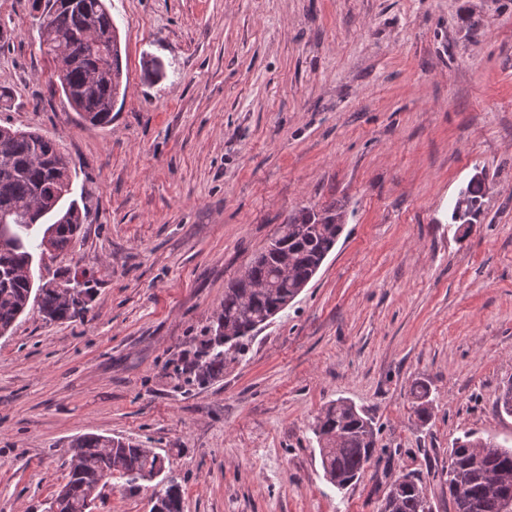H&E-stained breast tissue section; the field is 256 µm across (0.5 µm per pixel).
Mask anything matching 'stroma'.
<instances>
[{
  "label": "stroma",
  "mask_w": 512,
  "mask_h": 512,
  "mask_svg": "<svg viewBox=\"0 0 512 512\" xmlns=\"http://www.w3.org/2000/svg\"><path fill=\"white\" fill-rule=\"evenodd\" d=\"M106 4L128 88L99 127L51 92L33 0H0V125L53 139L91 210L43 275L92 288L82 315L32 306L0 337V512H46L88 433L170 454L183 512H378L409 471L453 512L434 475L454 440L512 446L494 404L512 379V0ZM478 172L464 234L451 213ZM330 204L343 232L308 287L209 386L180 387L170 360L225 284ZM339 398L381 448L342 490L310 430ZM152 493L116 478L94 512H150ZM411 394L416 399L415 413L418 419L425 423L432 416L433 400L430 399V390L427 384L417 381L413 384Z\"/></svg>",
  "instance_id": "35a3bbf8"
}]
</instances>
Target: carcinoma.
Masks as SVG:
<instances>
[{
	"instance_id": "cac0c4a2",
	"label": "carcinoma",
	"mask_w": 512,
	"mask_h": 512,
	"mask_svg": "<svg viewBox=\"0 0 512 512\" xmlns=\"http://www.w3.org/2000/svg\"><path fill=\"white\" fill-rule=\"evenodd\" d=\"M41 18L40 51L53 63L48 82L86 122L110 124L123 72L119 31L105 0H44ZM72 185L70 162L51 139L35 130L0 126V225H9L11 234L9 247L0 249V332L10 331L32 303L50 321L75 317L68 286L80 287L76 279L63 278L46 288L35 285L29 274L37 265L36 251L45 250L46 233H51L53 248L62 251L88 217V208L67 201ZM483 197L484 182H468L464 200L455 201L452 219L460 225L472 223ZM48 216L54 221L45 226L43 219ZM342 230L341 224L318 223L308 209L280 225L245 271L226 284L224 303L197 339L192 356L183 355L174 363L173 375L188 387H204L218 378L226 362L245 354L256 325L283 311L295 287L310 282ZM411 394L418 419L429 421L433 405L429 387L417 381ZM496 407L512 415V381L500 390ZM312 432L324 474L337 488L357 480L377 452L378 428L373 419L344 399L321 408ZM73 445L80 454L65 458L67 482L59 512H91L90 504L116 475L124 480L126 491L138 492L144 484L135 478L154 471L164 473L161 489L153 494L156 503L164 512H182V486L165 474L169 456L97 434L80 436ZM436 478L448 488L454 512H503L496 482L512 480V448L466 433L455 440L448 467ZM379 512H431L420 477L409 472L389 483Z\"/></svg>"
}]
</instances>
